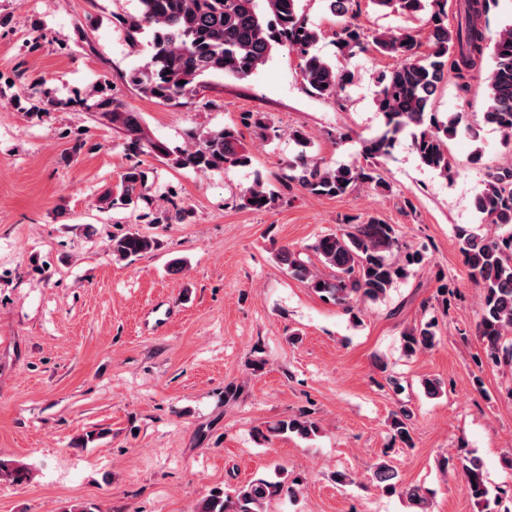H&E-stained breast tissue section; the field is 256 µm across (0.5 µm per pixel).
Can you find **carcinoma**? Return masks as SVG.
Returning <instances> with one entry per match:
<instances>
[{
  "mask_svg": "<svg viewBox=\"0 0 512 512\" xmlns=\"http://www.w3.org/2000/svg\"><path fill=\"white\" fill-rule=\"evenodd\" d=\"M298 0H139L136 16L121 24L132 40L149 37V59L129 75L130 83L144 96L173 105H187L196 96L204 79L215 74L244 79L264 65L273 52L284 50L299 59L301 79L320 96H339L351 82L348 70H338L314 52L318 29L297 9ZM358 0H326L329 12L342 19L336 31L337 54L352 58L374 47L381 54L402 58L377 77L375 104L381 113L384 130L366 142L363 153L370 162L363 165L328 167L310 156L304 148L310 138L301 130L291 133L301 147L288 165L302 188L316 195H346L361 186H385L374 159L386 156L400 133L411 130V145L426 167L448 177L454 158L448 138L458 133L464 114L439 117L434 99L447 81L457 80L463 94L471 91V81L485 75L489 89L487 104L480 118L483 124L499 130L506 144L512 145V26L496 37L488 36L487 0H464L463 14L456 27L448 26L447 0H372L381 8L407 13H429L427 51H420L419 35L410 30L366 34L355 22ZM89 109L99 117L120 126L133 152L147 149L177 168L199 172L220 171L243 166L250 161L241 132L235 126L206 132L187 133L192 146L170 149L145 139L140 116L125 109L109 96L102 95ZM241 123L262 139L274 130L263 112H245ZM147 174L132 167L116 192L105 202L110 208H132L149 204ZM276 190L258 179L240 197L241 207L264 210L278 200ZM484 222L507 227L509 232L488 237L472 229L457 230L460 249L472 280L481 289V314L477 323L487 363L512 365V165L487 171L485 187L475 200ZM155 241L138 232L112 237V257L127 260L151 251ZM316 260L303 251L281 247L276 258L296 279L308 284L325 301L352 312L360 301H377L393 285L408 276L409 268L424 263V255L401 252L396 229L371 217L346 224L340 232L329 233L308 246ZM436 323L429 320L402 336L404 353L413 355L436 344ZM411 412L394 414V438L409 446L412 442ZM318 431L315 421L305 417L281 419L268 428L272 435L295 434L308 439ZM471 498L483 512H500L508 491L490 495L478 459L459 461ZM30 476L28 468L14 460L0 458V484L21 482ZM373 476L383 491L398 494L416 508L431 512V502L418 485H405L397 469L387 461L375 465ZM297 489L288 478H258L227 492L216 488L199 501L195 512H265L268 502L286 497L294 499Z\"/></svg>",
  "mask_w": 512,
  "mask_h": 512,
  "instance_id": "obj_1",
  "label": "carcinoma"
}]
</instances>
